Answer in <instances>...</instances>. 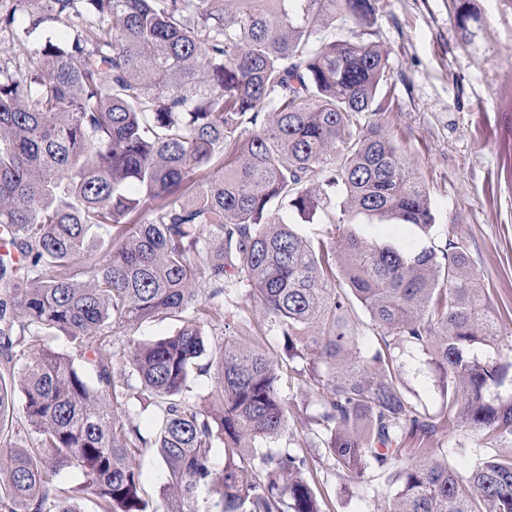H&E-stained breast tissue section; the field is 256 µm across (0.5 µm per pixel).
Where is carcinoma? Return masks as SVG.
Segmentation results:
<instances>
[{"label": "carcinoma", "mask_w": 512, "mask_h": 512, "mask_svg": "<svg viewBox=\"0 0 512 512\" xmlns=\"http://www.w3.org/2000/svg\"><path fill=\"white\" fill-rule=\"evenodd\" d=\"M0 34L57 35L0 63V506L6 512H330L326 474L384 512H512V332L466 247L313 243L276 219L365 216L428 231L424 184L376 121L389 70L370 0H10ZM458 30L473 36L465 2ZM245 294L284 356L250 346ZM358 302L373 335L358 343ZM158 316L154 340L122 339ZM59 332L74 349L51 347ZM420 353L443 402L402 381ZM215 369L214 402L194 381ZM288 369L317 406L295 427ZM23 397L15 412L14 395ZM155 410L152 437L115 408ZM489 450L465 473L443 433ZM157 450L161 509L138 456ZM65 469L81 474L69 486ZM179 325V322L170 318H160L152 322L144 323L131 332L136 339L147 341L171 334Z\"/></svg>", "instance_id": "carcinoma-1"}]
</instances>
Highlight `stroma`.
I'll return each instance as SVG.
<instances>
[{
	"label": "stroma",
	"instance_id": "obj_1",
	"mask_svg": "<svg viewBox=\"0 0 512 512\" xmlns=\"http://www.w3.org/2000/svg\"><path fill=\"white\" fill-rule=\"evenodd\" d=\"M376 22L344 38L381 45L391 101L378 116L434 208L430 234L359 216L351 229L402 248L462 239L493 298L512 309V0H469L476 35L462 40L451 0H371ZM331 512H381L362 488L320 478Z\"/></svg>",
	"mask_w": 512,
	"mask_h": 512
}]
</instances>
